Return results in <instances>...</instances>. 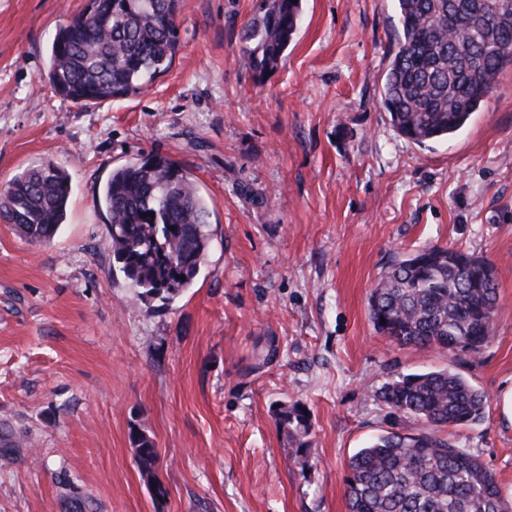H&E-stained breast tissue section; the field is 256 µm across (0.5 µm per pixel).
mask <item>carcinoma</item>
I'll use <instances>...</instances> for the list:
<instances>
[{
	"label": "carcinoma",
	"instance_id": "carcinoma-1",
	"mask_svg": "<svg viewBox=\"0 0 512 512\" xmlns=\"http://www.w3.org/2000/svg\"><path fill=\"white\" fill-rule=\"evenodd\" d=\"M180 0H91L61 25L42 77L55 92L88 107L149 87L178 50ZM401 25L382 90L399 135L424 144L448 138L479 111L496 78L512 69V0H396ZM298 0H261L248 25L243 65L274 70L295 34ZM71 184L52 162L28 167L0 188V218L32 243L53 239L66 215ZM95 204L109 215L107 245L142 299L170 301L190 287L210 246V209L189 173L163 156L135 159L103 186ZM498 272L454 247L425 246L394 259L371 291L375 331L399 345L450 354L481 353L493 337ZM378 396L419 418L415 434L389 431L349 459L348 512H512L480 458L439 435L484 419L485 393L451 368L401 375ZM280 425L308 434L306 409L282 407ZM141 475L157 461L151 439L131 435Z\"/></svg>",
	"mask_w": 512,
	"mask_h": 512
}]
</instances>
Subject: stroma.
Masks as SVG:
<instances>
[{
  "label": "stroma",
  "instance_id": "obj_1",
  "mask_svg": "<svg viewBox=\"0 0 512 512\" xmlns=\"http://www.w3.org/2000/svg\"><path fill=\"white\" fill-rule=\"evenodd\" d=\"M87 3L0 0V185L50 161L72 187L48 243L0 221V512H347L350 456L422 427L380 389L447 366L488 397L451 436L512 499L498 410L512 385V71L459 134L420 145L382 101L393 0H301L262 78L241 63L260 0H181L171 67L83 109L41 73ZM151 155L184 167L212 211L207 259L169 301L137 296L94 205L114 167ZM428 245L499 271L480 355L400 346L369 320L390 260ZM294 403L311 424L301 442L275 416ZM135 429L158 453L150 482Z\"/></svg>",
  "mask_w": 512,
  "mask_h": 512
}]
</instances>
